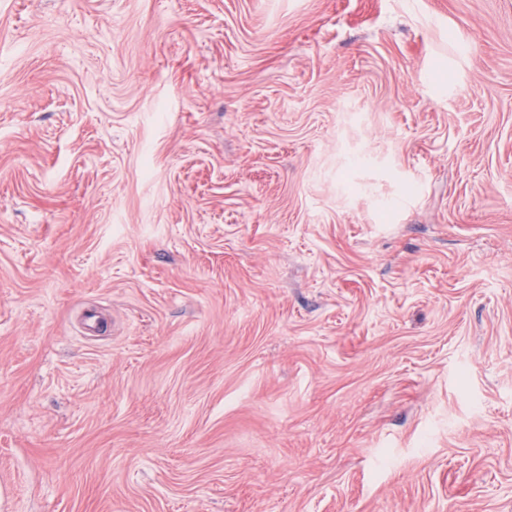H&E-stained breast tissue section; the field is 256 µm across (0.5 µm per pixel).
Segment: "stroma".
<instances>
[{"mask_svg": "<svg viewBox=\"0 0 512 512\" xmlns=\"http://www.w3.org/2000/svg\"><path fill=\"white\" fill-rule=\"evenodd\" d=\"M0 512H512V0H0Z\"/></svg>", "mask_w": 512, "mask_h": 512, "instance_id": "obj_1", "label": "stroma"}]
</instances>
